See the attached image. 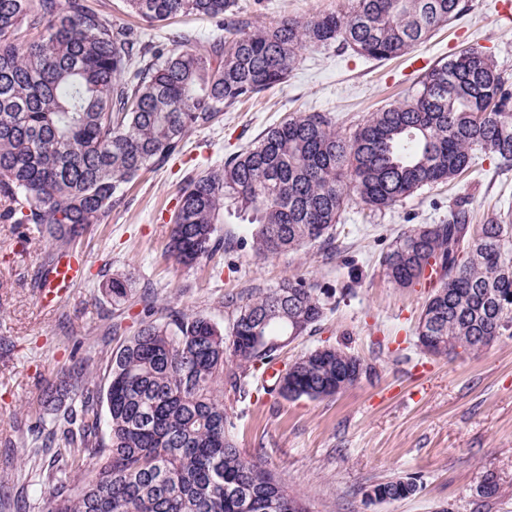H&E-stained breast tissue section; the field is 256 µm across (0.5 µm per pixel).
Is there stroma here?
<instances>
[{
  "label": "stroma",
  "instance_id": "stroma-1",
  "mask_svg": "<svg viewBox=\"0 0 512 512\" xmlns=\"http://www.w3.org/2000/svg\"><path fill=\"white\" fill-rule=\"evenodd\" d=\"M461 4L454 21L397 59L371 60L338 43L302 50L287 82L192 132L179 155L141 173L122 203L78 239L88 260L85 280L52 312L40 308L34 281L50 241L34 225L0 223V490L35 481L19 464L18 437L28 425L51 423L40 404L45 383L71 361L118 348L137 331L144 306L159 319L185 310L227 329L251 293L302 276L334 293L336 305L315 332L280 351L277 365L287 368L304 352L332 345L373 371L315 400L266 393L262 378H252L248 395L226 401L238 448L262 458L308 512H512V337L475 352L423 353L415 329L440 280L397 288L379 265L398 235L446 221L460 201L474 223L496 219L512 207V169L483 156L471 174L422 187L391 208L349 203L328 245L263 260L244 225L228 216L219 227V252L190 267L165 255L185 177L221 164L293 114L325 113L351 134L369 113L414 93L426 69L467 47L492 56L512 84V0ZM346 6L347 0H236L237 9L264 23ZM117 273L129 275L133 288L118 307L102 291ZM406 475L418 479L414 495L365 502L371 486ZM489 476L499 492L479 498L476 489Z\"/></svg>",
  "mask_w": 512,
  "mask_h": 512
}]
</instances>
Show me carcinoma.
<instances>
[{
  "instance_id": "cac0c4a2",
  "label": "carcinoma",
  "mask_w": 512,
  "mask_h": 512,
  "mask_svg": "<svg viewBox=\"0 0 512 512\" xmlns=\"http://www.w3.org/2000/svg\"><path fill=\"white\" fill-rule=\"evenodd\" d=\"M345 11L261 24L233 0H125L149 23L213 20L204 45L188 33L155 41L116 26L86 0H0V220L33 224L58 250L98 224L139 172L165 165L192 131L241 100L288 81L302 50L336 42L370 59L402 57L458 15L459 0H348ZM512 167V90L491 57L459 52L426 72L416 93L372 112L350 136L322 112L293 116L180 189L166 254L190 265L223 247L224 213L248 221L257 256L330 241L345 204L383 210L446 183L477 154ZM460 202L446 224L412 229L380 259L397 288L431 260L444 281L416 331L432 355L478 350L512 336V224H471ZM126 277L105 292L119 304ZM329 293L304 277L238 307L229 333L210 318L148 314L109 359L107 385L86 365L61 368L43 404L69 397L49 441L22 449L39 469L47 512H298V502L228 433L224 392H246L287 336L316 331ZM372 367L341 348H315L269 391L319 399L343 375ZM374 501L407 498L417 477L371 487Z\"/></svg>"
}]
</instances>
